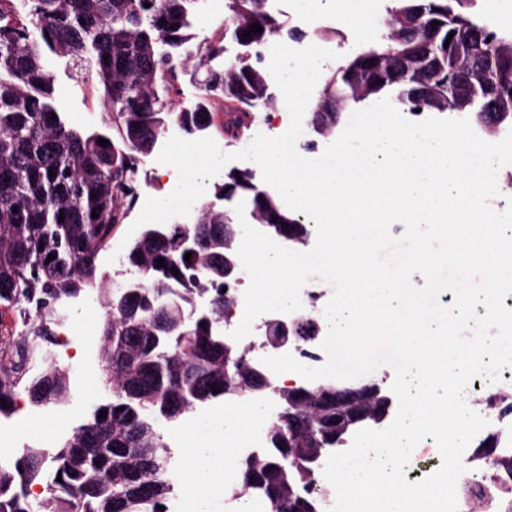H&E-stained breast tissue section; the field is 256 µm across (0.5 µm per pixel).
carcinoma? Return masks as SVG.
<instances>
[{"instance_id": "1", "label": "carcinoma", "mask_w": 512, "mask_h": 512, "mask_svg": "<svg viewBox=\"0 0 512 512\" xmlns=\"http://www.w3.org/2000/svg\"><path fill=\"white\" fill-rule=\"evenodd\" d=\"M206 2L38 0L34 8L31 0H0V314L18 323L0 329V417L12 416L23 394L35 407L70 400V373L52 358L53 346L71 302L93 293L105 313L95 357L112 393L50 453L26 447L0 467V512H170L172 450L158 423L220 399L263 393L254 374L224 373L223 327L235 306L222 292L224 258L237 259L238 238L223 201L246 199L257 224L285 222L294 245L310 228L272 189L257 186L252 171L231 169L215 180L213 199L200 205L195 223L167 224L161 237L155 225H145L126 254L135 277L120 287L102 288L96 264L135 204L138 158L153 152L168 125L187 135L207 130L220 99L234 113L221 131L238 138L250 125L249 108L267 98L262 47L287 25L267 9L268 0H225L220 29L243 51L208 74L193 109L174 107L188 64L205 65L220 53L194 32ZM391 2L366 47L325 79L315 112L319 135L335 134L342 112L388 93L416 118L467 119L491 137L511 128L512 58L501 50L512 47V31L484 20L476 0ZM253 24L262 31L244 36ZM385 54L393 67L378 65ZM53 55L103 85L105 130L87 134L58 112ZM452 71L476 76L465 106L448 105ZM484 81L501 87L498 101L485 97ZM101 138L109 144H98ZM186 237L197 242L188 261ZM202 297L209 299L205 318L193 315ZM374 387L372 413L355 411L343 433L314 435L295 424L307 418V397L317 389L282 388L266 448L240 461V482L227 494L271 512H320L321 495L335 490L321 486L323 467L307 455L317 442L329 453L357 431L383 426L395 400L380 383ZM486 407L512 412V391L491 394ZM478 454L494 469H512L494 431ZM35 485L46 495H33Z\"/></svg>"}]
</instances>
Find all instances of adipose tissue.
Instances as JSON below:
<instances>
[{
	"instance_id": "obj_1",
	"label": "adipose tissue",
	"mask_w": 512,
	"mask_h": 512,
	"mask_svg": "<svg viewBox=\"0 0 512 512\" xmlns=\"http://www.w3.org/2000/svg\"><path fill=\"white\" fill-rule=\"evenodd\" d=\"M270 421V414L257 406L243 412L228 410L208 420L204 430L188 433L184 512H211L215 498L224 493L225 469L237 464L236 445L267 428Z\"/></svg>"
}]
</instances>
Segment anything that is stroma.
Here are the masks:
<instances>
[{
  "label": "stroma",
  "instance_id": "obj_1",
  "mask_svg": "<svg viewBox=\"0 0 512 512\" xmlns=\"http://www.w3.org/2000/svg\"><path fill=\"white\" fill-rule=\"evenodd\" d=\"M279 17L286 24H296L297 20L309 18L313 21L315 45L349 56L359 51L364 36L358 33L346 15L327 4H320L316 10L304 8L300 0H283ZM59 82L63 88L59 99L60 111L84 131L102 130L106 119L104 88L99 83H91L80 88L70 80L66 71H59ZM268 100L258 103L252 115L254 122L245 137L233 140L224 137L218 129L208 132L218 147L226 153H234L247 147L257 133L279 136L290 125V115L284 97L277 86H270ZM104 319V311L94 297L78 301L70 320L63 330L64 345L56 349L57 362L70 371L72 398L65 406L39 410L32 407L26 398H19L16 413L0 421V427L19 432L15 447L30 444L51 448L65 435L83 424L92 403L109 398L110 392L100 379V369L94 353L100 341L99 330ZM224 410L223 404L205 408L197 413L180 418L173 423H160L172 450L171 468L175 480V498L171 502L173 512H181L186 487L184 482V460L187 430L201 426Z\"/></svg>",
  "mask_w": 512,
  "mask_h": 512
}]
</instances>
